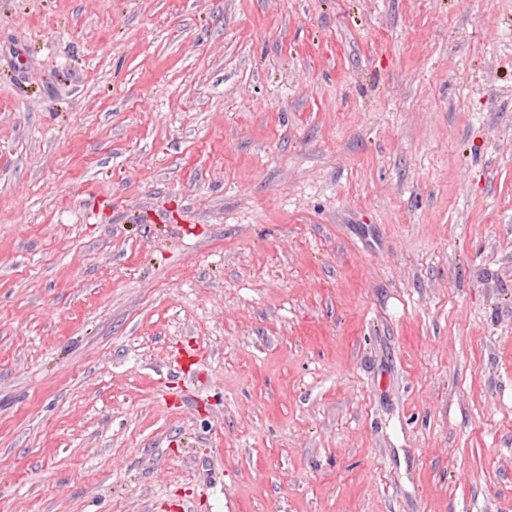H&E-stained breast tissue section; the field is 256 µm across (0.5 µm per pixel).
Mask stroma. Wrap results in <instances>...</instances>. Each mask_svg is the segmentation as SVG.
Masks as SVG:
<instances>
[{
	"label": "stroma",
	"instance_id": "stroma-1",
	"mask_svg": "<svg viewBox=\"0 0 512 512\" xmlns=\"http://www.w3.org/2000/svg\"><path fill=\"white\" fill-rule=\"evenodd\" d=\"M0 512H512V0H0Z\"/></svg>",
	"mask_w": 512,
	"mask_h": 512
}]
</instances>
